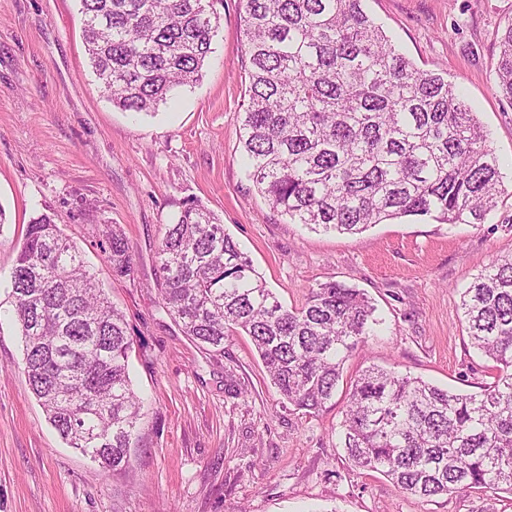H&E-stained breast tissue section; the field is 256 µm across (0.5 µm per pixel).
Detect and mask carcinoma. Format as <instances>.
Returning a JSON list of instances; mask_svg holds the SVG:
<instances>
[{"label": "carcinoma", "instance_id": "cac0c4a2", "mask_svg": "<svg viewBox=\"0 0 512 512\" xmlns=\"http://www.w3.org/2000/svg\"><path fill=\"white\" fill-rule=\"evenodd\" d=\"M244 2L241 143L254 185L291 223L359 234L406 216L482 224L497 208L498 158L457 87L401 53L363 0ZM79 4L90 65L114 106L149 113L202 78L220 26L214 0ZM499 44L497 86L512 99V23ZM104 236L112 274L130 275L122 233ZM158 255L162 305L183 332L220 353L230 336H250L282 399L308 414L333 399L377 324L366 294L337 282L284 307L200 205L168 225ZM7 281L24 373L49 422L102 467L126 466L143 401L123 314L47 214L26 225ZM461 309L494 382L461 393L370 367L350 383L343 448L411 495H512V255L475 275Z\"/></svg>", "mask_w": 512, "mask_h": 512}]
</instances>
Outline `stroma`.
Masks as SVG:
<instances>
[{"mask_svg": "<svg viewBox=\"0 0 512 512\" xmlns=\"http://www.w3.org/2000/svg\"><path fill=\"white\" fill-rule=\"evenodd\" d=\"M421 69L447 75L487 133L504 194L484 224L407 216L358 235L289 223L258 193L240 142L247 105L243 0H224L201 80L155 113L114 107L82 37L78 0H0V512H512V495H409L351 466L337 391L319 414L283 402L249 337L204 350L161 303L157 251L168 224L202 205L287 307L339 282L364 292L380 326L346 361L462 393L494 380L468 338L460 297L492 260L512 255V99L496 87L498 36L512 0H364ZM50 215L79 247L134 341L144 398L126 468L68 447L23 371L5 281L25 227ZM120 227L132 256L116 277L100 248Z\"/></svg>", "mask_w": 512, "mask_h": 512, "instance_id": "1", "label": "stroma"}]
</instances>
